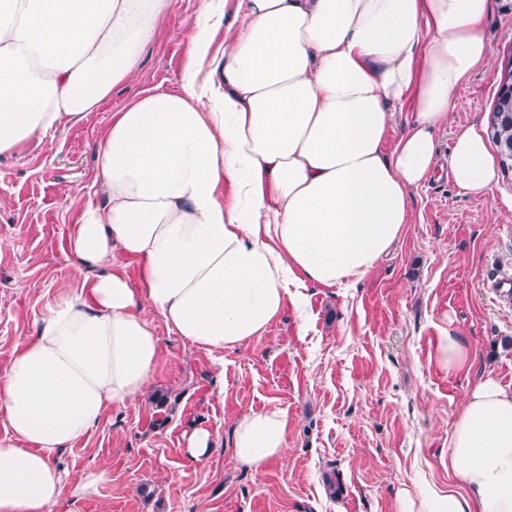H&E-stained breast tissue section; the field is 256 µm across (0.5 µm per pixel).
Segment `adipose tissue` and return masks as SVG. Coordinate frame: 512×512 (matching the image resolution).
Listing matches in <instances>:
<instances>
[{"label":"adipose tissue","mask_w":512,"mask_h":512,"mask_svg":"<svg viewBox=\"0 0 512 512\" xmlns=\"http://www.w3.org/2000/svg\"><path fill=\"white\" fill-rule=\"evenodd\" d=\"M223 91L199 79L211 53L200 15L182 91L114 113L99 146L104 206L87 205L69 244L94 271L59 295L0 379V512H51L102 471L69 480L53 456L104 412L141 394L160 346L148 311L212 353L261 335L315 284L364 277L410 221V197L438 166L436 134L457 89L489 63L488 0H237ZM175 0H8L0 9V154L83 122L132 83ZM414 122L394 144L395 108ZM453 182L496 184L481 122L456 125ZM232 195H225V186ZM142 262L133 290L116 253ZM288 416H239L236 460L283 457ZM454 491L402 490L397 512H512V388L488 377L448 436Z\"/></svg>","instance_id":"ef3b65f1"}]
</instances>
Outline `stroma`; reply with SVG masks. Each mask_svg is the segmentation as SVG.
Here are the masks:
<instances>
[{
    "label": "stroma",
    "mask_w": 512,
    "mask_h": 512,
    "mask_svg": "<svg viewBox=\"0 0 512 512\" xmlns=\"http://www.w3.org/2000/svg\"><path fill=\"white\" fill-rule=\"evenodd\" d=\"M493 56L459 89L453 123L489 121L501 68L512 58V0H489ZM213 11V49L235 26L236 0H176L138 65L134 83L81 124L0 155V378L35 336L59 294L80 293L69 237L87 204L103 205L96 166L113 113L137 91H178L193 23ZM411 222L359 282L309 286L265 332L212 354L151 319L160 354L143 394L108 409L54 456L68 476L101 469L97 493L63 496L51 512H396L402 487L448 490V436L467 392L491 376L512 386V176L489 192L460 190L440 169L410 197ZM464 336L470 362L434 360L442 332ZM278 407L287 454L258 470L232 451L238 416ZM213 435L191 462L195 426Z\"/></svg>",
    "instance_id": "stroma-1"
}]
</instances>
